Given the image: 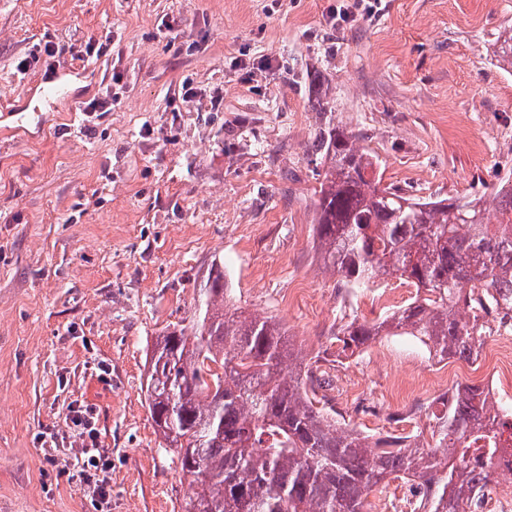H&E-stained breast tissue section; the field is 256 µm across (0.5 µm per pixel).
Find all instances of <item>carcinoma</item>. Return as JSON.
Listing matches in <instances>:
<instances>
[{"instance_id": "obj_1", "label": "carcinoma", "mask_w": 512, "mask_h": 512, "mask_svg": "<svg viewBox=\"0 0 512 512\" xmlns=\"http://www.w3.org/2000/svg\"><path fill=\"white\" fill-rule=\"evenodd\" d=\"M512 68V26L498 37ZM312 153L330 162L316 191L315 237L345 288L414 285L406 306L336 333L341 352L409 336L439 358L473 361L483 336L512 325V179L478 198L420 201L382 185L360 137L325 129ZM283 326L226 304L224 275L200 289L194 335L158 337L147 376L150 417L177 443L193 493L187 512H374L373 488L413 483L428 512H469L499 483L492 459L512 447V405L455 387L427 430L374 438L315 405V373L294 364Z\"/></svg>"}]
</instances>
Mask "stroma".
Returning a JSON list of instances; mask_svg holds the SVG:
<instances>
[{"label": "stroma", "instance_id": "35a3bbf8", "mask_svg": "<svg viewBox=\"0 0 512 512\" xmlns=\"http://www.w3.org/2000/svg\"><path fill=\"white\" fill-rule=\"evenodd\" d=\"M342 0H0V104L48 72L34 45L89 37L107 51L44 120L0 121V512H97L67 479L97 413L112 512H186L192 493L148 411L158 336L191 327L221 270L230 305L275 318L328 383L330 407L371 433L425 429V410L493 367L438 359L408 336L336 356L337 329L371 321L378 281L352 297L323 266L314 200L334 124L413 198L476 197L512 175V72L493 50L512 0H382L336 28ZM324 82L334 109L310 101ZM197 87L191 101L183 85ZM111 95L108 112L78 103Z\"/></svg>", "mask_w": 512, "mask_h": 512}]
</instances>
